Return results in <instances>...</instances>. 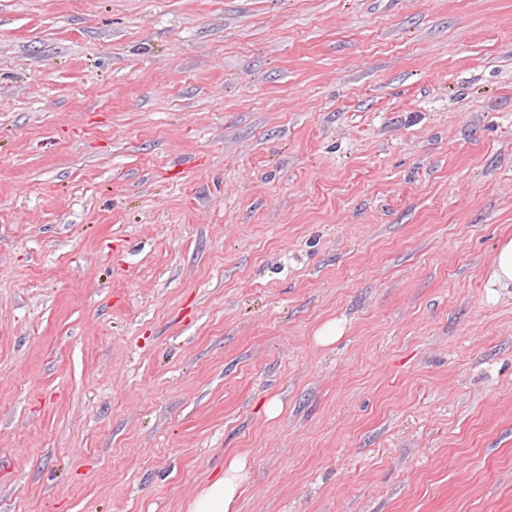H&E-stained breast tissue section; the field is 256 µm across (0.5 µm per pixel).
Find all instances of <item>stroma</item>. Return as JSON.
Returning <instances> with one entry per match:
<instances>
[{"label": "stroma", "instance_id": "obj_1", "mask_svg": "<svg viewBox=\"0 0 512 512\" xmlns=\"http://www.w3.org/2000/svg\"><path fill=\"white\" fill-rule=\"evenodd\" d=\"M503 238L512 0H0V512H512ZM494 284L512 285V239L501 240L496 245L494 260ZM244 469L243 459L228 461L224 474L211 480L199 491L190 502L188 512H236Z\"/></svg>", "mask_w": 512, "mask_h": 512}]
</instances>
